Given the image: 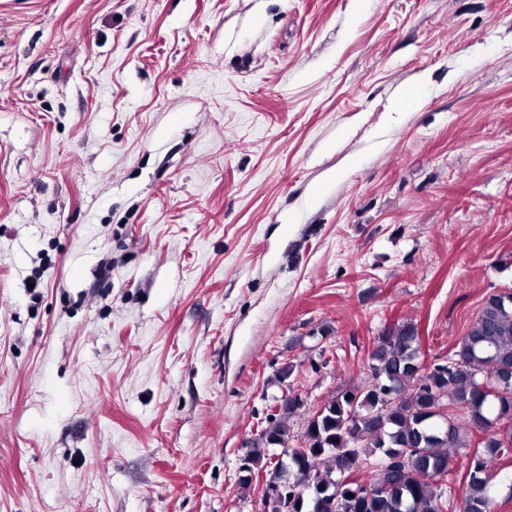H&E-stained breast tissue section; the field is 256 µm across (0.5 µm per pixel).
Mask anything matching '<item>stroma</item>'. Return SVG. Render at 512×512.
Segmentation results:
<instances>
[{
	"instance_id": "35a3bbf8",
	"label": "stroma",
	"mask_w": 512,
	"mask_h": 512,
	"mask_svg": "<svg viewBox=\"0 0 512 512\" xmlns=\"http://www.w3.org/2000/svg\"><path fill=\"white\" fill-rule=\"evenodd\" d=\"M505 290L512 0H0V512H260L284 383Z\"/></svg>"
}]
</instances>
